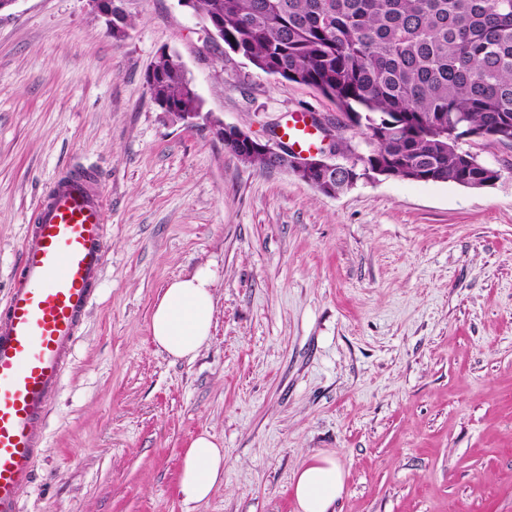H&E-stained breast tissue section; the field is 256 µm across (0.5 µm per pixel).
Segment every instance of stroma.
<instances>
[{
    "instance_id": "35a3bbf8",
    "label": "stroma",
    "mask_w": 512,
    "mask_h": 512,
    "mask_svg": "<svg viewBox=\"0 0 512 512\" xmlns=\"http://www.w3.org/2000/svg\"><path fill=\"white\" fill-rule=\"evenodd\" d=\"M114 43L86 0L0 14V310L34 210L67 168L106 200L102 285L22 512H295L293 475L335 457L333 512H512V147L463 141L493 185L361 182L334 197L224 150L151 102L168 50L212 113L260 139L290 114L360 129L316 90L206 48L176 0H125ZM210 267L216 312L194 359L152 341L155 304ZM209 432L224 479L184 503ZM224 479V450L213 436L203 432L186 448L178 491L187 504L207 499L217 482Z\"/></svg>"
}]
</instances>
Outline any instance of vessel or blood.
Returning <instances> with one entry per match:
<instances>
[{
	"mask_svg": "<svg viewBox=\"0 0 512 512\" xmlns=\"http://www.w3.org/2000/svg\"><path fill=\"white\" fill-rule=\"evenodd\" d=\"M286 134L299 150L316 146L304 116L294 117ZM104 210L91 173H66L23 238L22 282L0 317V512H21V496L33 482L38 426L101 279Z\"/></svg>",
	"mask_w": 512,
	"mask_h": 512,
	"instance_id": "1",
	"label": "vessel or blood"
}]
</instances>
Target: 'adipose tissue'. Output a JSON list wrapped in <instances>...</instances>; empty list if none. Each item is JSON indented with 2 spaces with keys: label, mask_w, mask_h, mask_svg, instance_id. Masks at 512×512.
<instances>
[{
  "label": "adipose tissue",
  "mask_w": 512,
  "mask_h": 512,
  "mask_svg": "<svg viewBox=\"0 0 512 512\" xmlns=\"http://www.w3.org/2000/svg\"><path fill=\"white\" fill-rule=\"evenodd\" d=\"M214 275L206 268L173 281L151 318L154 343L174 359L194 358L206 344L215 313ZM224 476V450L209 433L195 437L186 449L178 491L185 503L207 499ZM298 512H330L344 489V474L328 455L312 456L294 475Z\"/></svg>",
  "instance_id": "obj_1"
}]
</instances>
